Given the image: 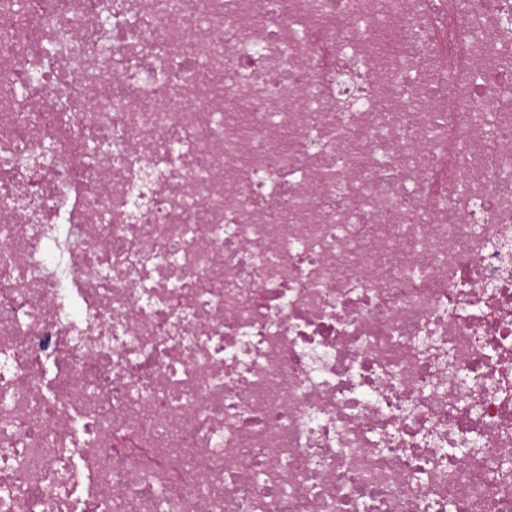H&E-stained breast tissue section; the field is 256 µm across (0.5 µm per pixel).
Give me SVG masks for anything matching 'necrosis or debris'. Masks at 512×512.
Returning a JSON list of instances; mask_svg holds the SVG:
<instances>
[{"mask_svg": "<svg viewBox=\"0 0 512 512\" xmlns=\"http://www.w3.org/2000/svg\"><path fill=\"white\" fill-rule=\"evenodd\" d=\"M512 0H0V512H512Z\"/></svg>", "mask_w": 512, "mask_h": 512, "instance_id": "1", "label": "necrosis or debris"}]
</instances>
